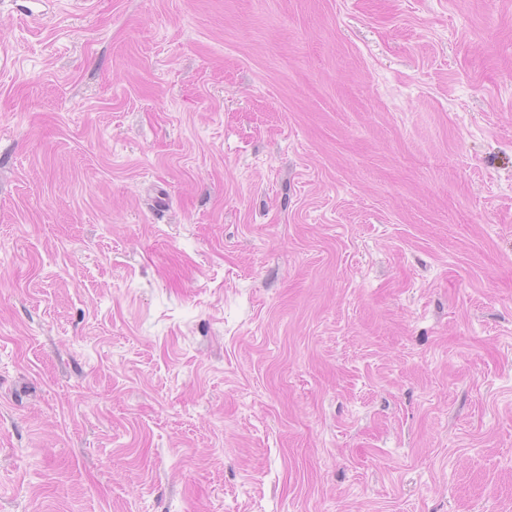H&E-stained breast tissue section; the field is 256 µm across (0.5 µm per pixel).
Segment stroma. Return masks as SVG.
<instances>
[{
    "label": "stroma",
    "mask_w": 512,
    "mask_h": 512,
    "mask_svg": "<svg viewBox=\"0 0 512 512\" xmlns=\"http://www.w3.org/2000/svg\"><path fill=\"white\" fill-rule=\"evenodd\" d=\"M0 512H512V0H0Z\"/></svg>",
    "instance_id": "stroma-1"
}]
</instances>
